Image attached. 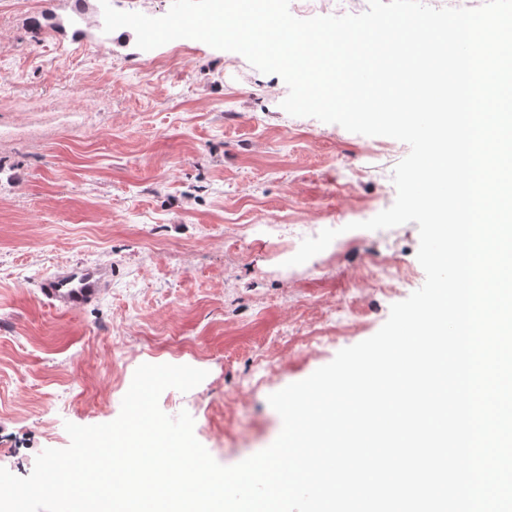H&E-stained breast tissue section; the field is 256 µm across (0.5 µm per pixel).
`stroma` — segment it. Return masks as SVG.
Segmentation results:
<instances>
[{"instance_id": "stroma-1", "label": "stroma", "mask_w": 512, "mask_h": 512, "mask_svg": "<svg viewBox=\"0 0 512 512\" xmlns=\"http://www.w3.org/2000/svg\"><path fill=\"white\" fill-rule=\"evenodd\" d=\"M99 4L0 0V467L28 476L69 445L65 422L115 420L144 363L206 370L159 406L232 466L278 437L269 395L409 296L366 280L379 257L424 277L417 223L357 227L394 203L409 147L370 168L362 149L387 137L289 115L284 81L239 53L140 50ZM278 224L299 230L276 251ZM326 228L327 249L287 266ZM79 262L111 266L107 290L59 312L37 284Z\"/></svg>"}]
</instances>
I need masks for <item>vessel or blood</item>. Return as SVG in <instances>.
I'll list each match as a JSON object with an SVG mask.
<instances>
[{
  "label": "vessel or blood",
  "instance_id": "obj_1",
  "mask_svg": "<svg viewBox=\"0 0 512 512\" xmlns=\"http://www.w3.org/2000/svg\"><path fill=\"white\" fill-rule=\"evenodd\" d=\"M108 279V267L76 264L58 270L44 279L39 290L56 309L72 311L100 299Z\"/></svg>",
  "mask_w": 512,
  "mask_h": 512
}]
</instances>
